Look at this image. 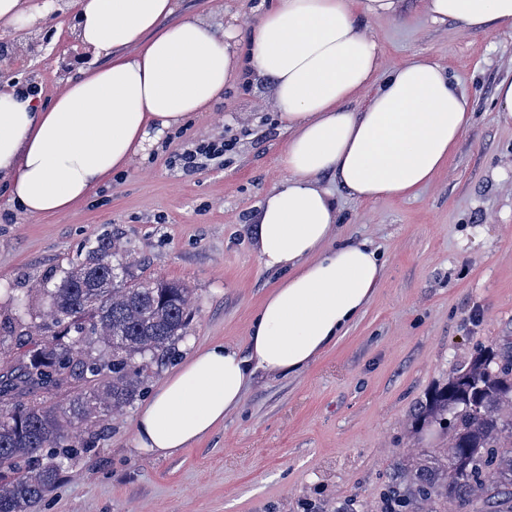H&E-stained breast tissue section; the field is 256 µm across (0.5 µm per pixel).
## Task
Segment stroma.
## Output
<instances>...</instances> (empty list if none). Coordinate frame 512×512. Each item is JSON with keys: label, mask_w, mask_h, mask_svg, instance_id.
Masks as SVG:
<instances>
[{"label": "stroma", "mask_w": 512, "mask_h": 512, "mask_svg": "<svg viewBox=\"0 0 512 512\" xmlns=\"http://www.w3.org/2000/svg\"><path fill=\"white\" fill-rule=\"evenodd\" d=\"M222 3L181 0V9L243 33L262 0ZM51 25L50 45L34 57L25 38L0 31L16 54L10 82L45 100L63 80L60 53L81 50L69 17ZM365 30L382 65L416 56L447 65L474 113L448 165L412 198L361 204L323 177L338 205L332 244L369 242L384 264L363 314L303 372L258 375L222 425L174 457L135 451L130 406L94 454L65 466L37 512H336L350 498L385 512L384 488L414 449L446 452L438 425L416 430L419 405L477 345L512 338V123L497 119L495 101L498 84L512 81V32L490 39L432 23L420 0H402L400 17L368 18ZM219 137L232 149L185 174L183 152ZM287 140L268 88L239 82L68 213L25 219L0 183V308L60 279L105 240L135 278L191 288L180 355L244 347L279 278L255 252L250 218L284 176Z\"/></svg>", "instance_id": "obj_1"}]
</instances>
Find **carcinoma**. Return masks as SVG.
Returning a JSON list of instances; mask_svg holds the SVG:
<instances>
[{
  "instance_id": "obj_1",
  "label": "carcinoma",
  "mask_w": 512,
  "mask_h": 512,
  "mask_svg": "<svg viewBox=\"0 0 512 512\" xmlns=\"http://www.w3.org/2000/svg\"><path fill=\"white\" fill-rule=\"evenodd\" d=\"M190 289L164 279L130 282L112 243L0 317V351L22 338L18 365L0 372V512H34L59 479L62 459L95 447L112 415L131 406L150 365L176 354ZM51 322L39 323L42 303ZM66 392L62 402L42 395ZM512 342L477 347L426 401L420 419L448 430L444 456L421 450L396 468L388 512H512ZM84 428L74 443L68 430Z\"/></svg>"
}]
</instances>
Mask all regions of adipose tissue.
I'll return each mask as SVG.
<instances>
[{
    "mask_svg": "<svg viewBox=\"0 0 512 512\" xmlns=\"http://www.w3.org/2000/svg\"><path fill=\"white\" fill-rule=\"evenodd\" d=\"M427 17L494 37L512 32V0H421ZM81 45L109 61L66 79L49 102L0 85V181L31 220L69 212L167 131L209 111L250 71L269 84L288 141L285 176L257 212L255 246L279 272L254 314L245 349H196L143 405L135 449L164 459L207 436L243 402L258 374L301 372L336 345L383 274L365 242L327 248L337 223L335 176L359 203L415 196L447 166L471 124L449 71L416 56L381 69L364 18L398 16L400 0H275L246 38L178 0H74ZM365 96L349 110L348 100Z\"/></svg>",
    "mask_w": 512,
    "mask_h": 512,
    "instance_id": "ef3b65f1",
    "label": "adipose tissue"
}]
</instances>
